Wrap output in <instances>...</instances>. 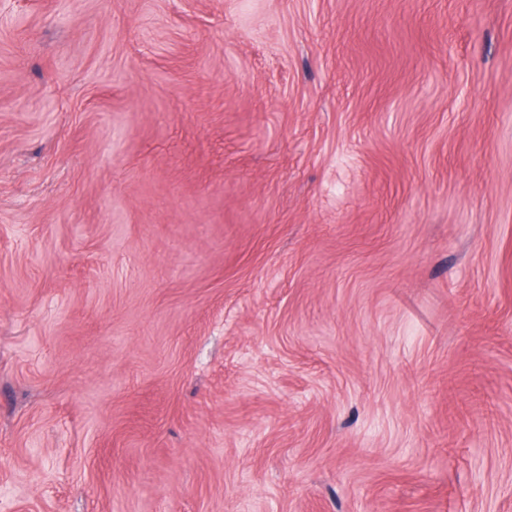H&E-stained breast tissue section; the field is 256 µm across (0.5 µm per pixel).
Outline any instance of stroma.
Returning <instances> with one entry per match:
<instances>
[{
  "instance_id": "1",
  "label": "stroma",
  "mask_w": 512,
  "mask_h": 512,
  "mask_svg": "<svg viewBox=\"0 0 512 512\" xmlns=\"http://www.w3.org/2000/svg\"><path fill=\"white\" fill-rule=\"evenodd\" d=\"M0 512H512V0H0Z\"/></svg>"
}]
</instances>
